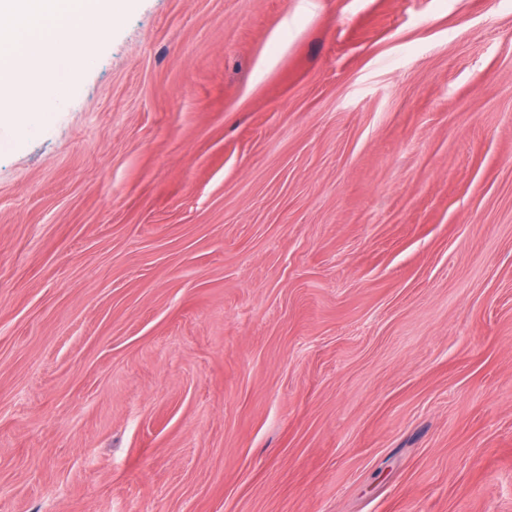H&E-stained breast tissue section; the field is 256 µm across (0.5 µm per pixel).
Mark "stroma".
Returning a JSON list of instances; mask_svg holds the SVG:
<instances>
[{"instance_id":"35a3bbf8","label":"stroma","mask_w":512,"mask_h":512,"mask_svg":"<svg viewBox=\"0 0 512 512\" xmlns=\"http://www.w3.org/2000/svg\"><path fill=\"white\" fill-rule=\"evenodd\" d=\"M0 125V512H512V0H132Z\"/></svg>"}]
</instances>
